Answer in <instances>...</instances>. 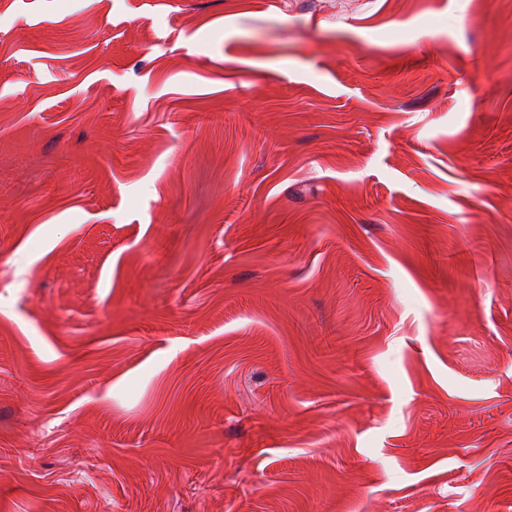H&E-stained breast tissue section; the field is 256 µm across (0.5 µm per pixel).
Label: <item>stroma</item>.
<instances>
[{
    "label": "stroma",
    "instance_id": "35a3bbf8",
    "mask_svg": "<svg viewBox=\"0 0 512 512\" xmlns=\"http://www.w3.org/2000/svg\"><path fill=\"white\" fill-rule=\"evenodd\" d=\"M0 512H512V0H0Z\"/></svg>",
    "mask_w": 512,
    "mask_h": 512
}]
</instances>
